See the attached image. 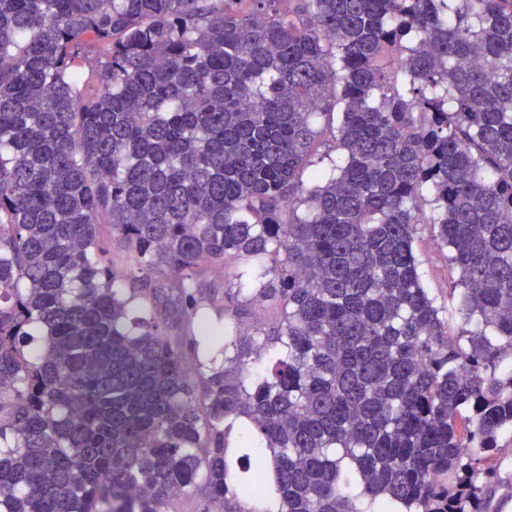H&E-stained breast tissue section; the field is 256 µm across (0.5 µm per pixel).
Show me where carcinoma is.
Returning <instances> with one entry per match:
<instances>
[{
    "label": "carcinoma",
    "mask_w": 512,
    "mask_h": 512,
    "mask_svg": "<svg viewBox=\"0 0 512 512\" xmlns=\"http://www.w3.org/2000/svg\"><path fill=\"white\" fill-rule=\"evenodd\" d=\"M508 430L512 0H0V512H486ZM417 253L424 259L421 266V280L424 288L437 298L438 305H445L452 313V303L448 300V248L440 246L433 232V226L422 224L415 243ZM448 318L451 326L456 321Z\"/></svg>",
    "instance_id": "carcinoma-1"
}]
</instances>
